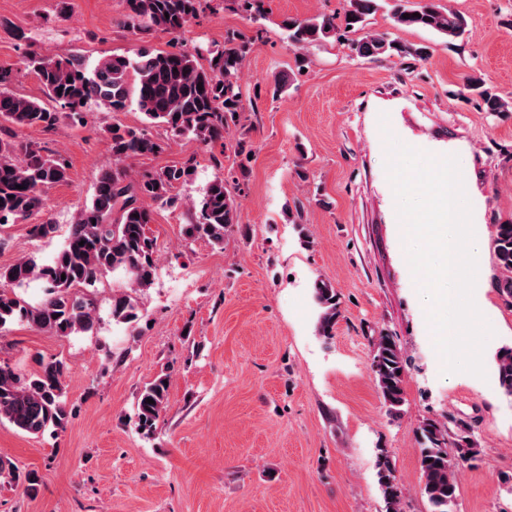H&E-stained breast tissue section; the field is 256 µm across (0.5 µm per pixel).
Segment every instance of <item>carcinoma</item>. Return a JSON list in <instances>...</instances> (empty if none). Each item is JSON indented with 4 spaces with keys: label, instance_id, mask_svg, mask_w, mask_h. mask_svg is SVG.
Masks as SVG:
<instances>
[{
    "label": "carcinoma",
    "instance_id": "carcinoma-1",
    "mask_svg": "<svg viewBox=\"0 0 512 512\" xmlns=\"http://www.w3.org/2000/svg\"><path fill=\"white\" fill-rule=\"evenodd\" d=\"M201 0H126L124 26L133 32L152 29L174 35L168 50H139L134 56L103 57L91 68L84 59H66L33 53L26 66L35 74L47 101L30 98L10 89L12 71L0 67V227L3 224L30 223L32 237L47 238L56 226L36 217L45 207L44 191L66 180L68 165L59 154L16 139V127L53 128L61 117L81 118L92 105L113 112L135 103L145 117V126L109 128L113 166L100 172L92 200L73 216L61 251L49 264L33 257L0 268V330L21 321L30 326L67 337L85 333L98 323L97 300L91 288L108 272L121 270L132 287L148 288L157 269V244L150 233L154 213L145 200L172 206L176 190L192 179L193 158L174 161L163 168L145 170L134 178L123 167L129 158H148L163 151V144L147 130L161 124L173 136L210 143L224 138L230 126L241 124L243 94L239 73L250 51L251 42L240 36L224 40V47L202 50L189 48L182 40L190 21L196 17ZM385 9L394 24L424 28L447 39L461 37L468 26L464 15L446 9L438 0H422L416 7L388 0H347L343 22L336 17L316 15L299 19L288 17L279 26L297 49L319 47L329 40H342L354 58L375 60L386 56H414L425 60L430 47L405 45L366 29L370 16ZM207 60V64L200 60ZM202 89H197V84ZM465 90L477 96L488 112H507L509 102L488 86L481 76L466 78ZM67 109L61 113L48 106ZM195 219L186 225L190 239H206L214 245L239 225V204L224 183L215 177L198 201L192 203ZM494 251L502 276L492 287L504 303L512 306V223L495 225ZM33 280L45 285V295L36 304L16 292ZM313 297L319 309L317 333L325 339L334 336L341 316L338 293L331 283L314 282ZM112 319L132 324L138 320L133 299L128 294L112 296ZM372 369L387 412L401 413L404 404V365L393 337L381 333L373 340ZM499 383L512 396V347L496 356ZM67 366L61 359L41 361L40 370L29 376L8 363H0V422L37 435L48 428L63 429L70 411L63 395ZM170 374H157L140 391L134 424L142 434H153L168 403ZM153 403H147V399ZM419 464L421 488L429 512H450L456 498L461 468L476 460L478 444L465 420L451 418L449 424L425 422L420 426ZM454 453L448 452V444ZM376 476L386 512H402L403 491L389 455L376 460ZM21 487L36 496L40 486L37 472L0 458V484Z\"/></svg>",
    "mask_w": 512,
    "mask_h": 512
}]
</instances>
